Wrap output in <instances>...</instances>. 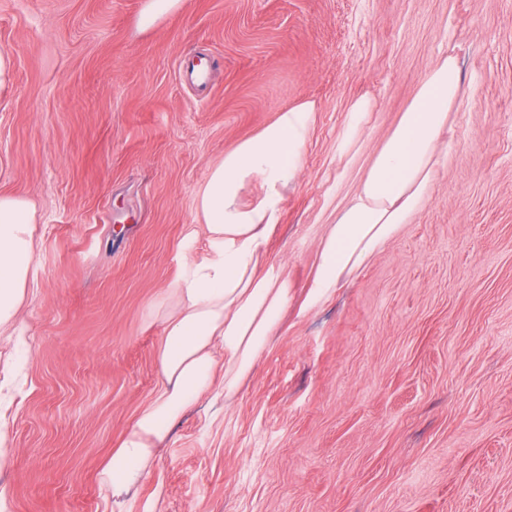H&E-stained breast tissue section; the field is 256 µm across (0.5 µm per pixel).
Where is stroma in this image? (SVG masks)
<instances>
[{
  "label": "stroma",
  "instance_id": "35a3bbf8",
  "mask_svg": "<svg viewBox=\"0 0 512 512\" xmlns=\"http://www.w3.org/2000/svg\"><path fill=\"white\" fill-rule=\"evenodd\" d=\"M0 0V194L37 205L0 336V512H113L99 483L160 385L149 311L238 142L318 112L270 261L278 332L171 427L135 512H512V0ZM462 90L425 206L319 305V243L433 63ZM371 99L353 145L349 109ZM140 16L143 28L151 27L157 20L177 10L181 0H145Z\"/></svg>",
  "mask_w": 512,
  "mask_h": 512
}]
</instances>
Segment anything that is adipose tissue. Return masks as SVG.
Listing matches in <instances>:
<instances>
[{"label": "adipose tissue", "instance_id": "ef3b65f1", "mask_svg": "<svg viewBox=\"0 0 512 512\" xmlns=\"http://www.w3.org/2000/svg\"><path fill=\"white\" fill-rule=\"evenodd\" d=\"M459 66L437 60L397 125L375 151L357 193L323 237L309 305L369 262L426 204L443 154L442 135L458 99ZM316 105L279 112L214 166L197 198L209 253L185 259L170 287L172 303L152 312L162 336L155 350L160 387L106 460L101 482L123 505L160 457L170 425L223 381L237 391L265 352L288 302V283L270 263L267 242L282 216L285 192L303 166ZM258 183L254 202L244 187ZM33 201L0 195V335L18 322L35 253Z\"/></svg>", "mask_w": 512, "mask_h": 512}]
</instances>
